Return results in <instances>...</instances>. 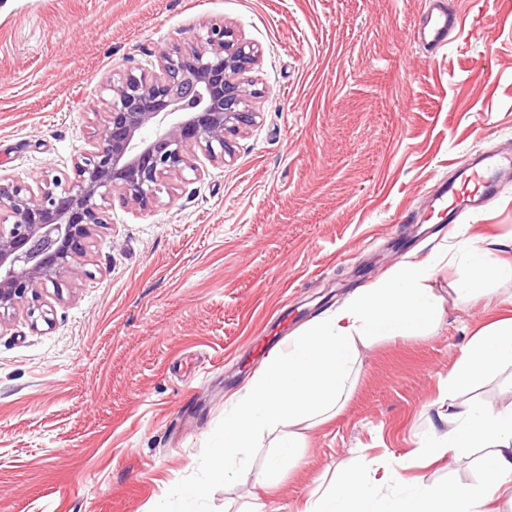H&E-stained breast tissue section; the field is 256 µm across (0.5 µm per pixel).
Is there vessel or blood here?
<instances>
[{"label": "vessel or blood", "mask_w": 512, "mask_h": 512, "mask_svg": "<svg viewBox=\"0 0 512 512\" xmlns=\"http://www.w3.org/2000/svg\"><path fill=\"white\" fill-rule=\"evenodd\" d=\"M461 34L462 28L453 9L437 4L423 16L415 38L434 51L458 40ZM505 171L512 172V152H484L440 187L434 200L435 212L452 223L462 212L480 209L495 194L497 180Z\"/></svg>", "instance_id": "b4317fda"}]
</instances>
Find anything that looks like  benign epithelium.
Here are the masks:
<instances>
[{"instance_id": "obj_1", "label": "benign epithelium", "mask_w": 512, "mask_h": 512, "mask_svg": "<svg viewBox=\"0 0 512 512\" xmlns=\"http://www.w3.org/2000/svg\"><path fill=\"white\" fill-rule=\"evenodd\" d=\"M257 50L224 24L162 49L150 67L106 81L98 123L71 159L70 172L48 167L29 180L0 175V320L34 303L47 284L89 275L84 257L118 197L135 211L160 202L199 157L224 162L230 136L254 125L260 97L248 77Z\"/></svg>"}]
</instances>
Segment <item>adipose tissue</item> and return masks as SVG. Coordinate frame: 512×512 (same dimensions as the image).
Returning <instances> with one entry per match:
<instances>
[{"label": "adipose tissue", "mask_w": 512, "mask_h": 512, "mask_svg": "<svg viewBox=\"0 0 512 512\" xmlns=\"http://www.w3.org/2000/svg\"><path fill=\"white\" fill-rule=\"evenodd\" d=\"M455 250L467 263V275L455 296L470 295L492 277L512 280V259L498 257L485 241L460 225ZM431 259L406 262L381 284L361 289L326 319L291 336L283 349L238 393L224 419V445L216 449L214 466L225 479L252 475L250 450L257 434L271 436L274 454L292 452L296 435L289 424L318 419L338 409L357 365L360 345L373 336L399 338L431 327L438 315L430 285ZM512 365V319L496 323L471 339L455 371L445 381L452 395L460 380L500 365ZM489 449L485 476L474 483L450 487L417 486L407 497L384 505L383 512H492L503 488H512V404L494 408L470 404L448 416V430L433 448L436 456L452 457L459 449ZM374 461L361 457L356 469L344 472L321 492H314L300 512H366L369 492L363 471Z\"/></svg>", "instance_id": "obj_1"}]
</instances>
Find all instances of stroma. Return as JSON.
Instances as JSON below:
<instances>
[{
    "mask_svg": "<svg viewBox=\"0 0 512 512\" xmlns=\"http://www.w3.org/2000/svg\"><path fill=\"white\" fill-rule=\"evenodd\" d=\"M430 0H0V173L24 180L70 160L104 82L211 22L259 51V118L223 162L169 201L119 200L85 258L88 277L46 288L50 323L0 320V512H298L361 456L373 506L422 484L484 476L486 451L435 457L443 382L472 335L512 318V282L470 298L438 266L436 328L372 338L328 422L267 486L211 470L232 397L288 337L448 250L427 203L456 166L512 148V0H457L463 35L431 56L413 34ZM461 223L512 247V179ZM512 403V367L456 389ZM206 499L184 500L193 484Z\"/></svg>",
    "mask_w": 512,
    "mask_h": 512,
    "instance_id": "35a3bbf8",
    "label": "stroma"
}]
</instances>
